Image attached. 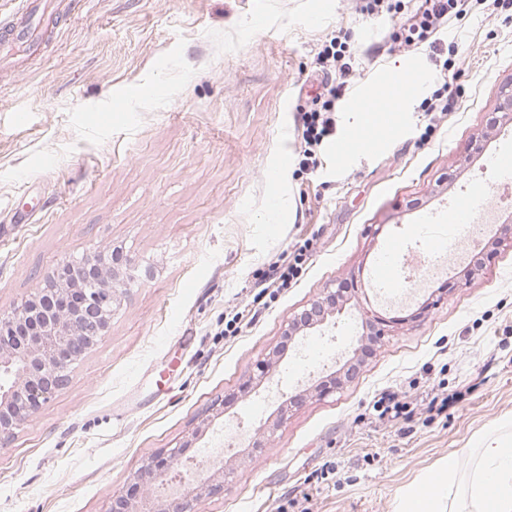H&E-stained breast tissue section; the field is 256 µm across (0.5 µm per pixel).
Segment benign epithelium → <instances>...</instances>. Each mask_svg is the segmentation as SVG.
Wrapping results in <instances>:
<instances>
[{
  "mask_svg": "<svg viewBox=\"0 0 512 512\" xmlns=\"http://www.w3.org/2000/svg\"><path fill=\"white\" fill-rule=\"evenodd\" d=\"M498 116L481 137L498 124L512 125V85L504 87L496 107ZM494 249L512 247V217L505 219L488 242ZM60 269L67 281L57 288H38L37 294L8 314L0 315V441L14 431L68 382L69 370L100 337L112 317L114 290L112 281L119 271L111 261V252L65 260ZM355 295L343 296L342 289L329 291L288 322L284 335L288 340L319 329L343 313L346 308L360 312L363 334L378 342L384 336L385 319L352 302ZM305 403V395L295 393L279 406L275 418L251 439V452L269 450L275 431L288 419L293 407ZM202 435L191 433V440L164 459L144 465L133 476L142 489L139 498L122 493L112 498L108 512H195L196 503L224 488L232 470L224 461L215 462L203 477H186L168 497H155L152 487L163 480L184 452Z\"/></svg>",
  "mask_w": 512,
  "mask_h": 512,
  "instance_id": "benign-epithelium-1",
  "label": "benign epithelium"
}]
</instances>
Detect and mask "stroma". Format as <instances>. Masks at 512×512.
Returning <instances> with one entry per match:
<instances>
[{
  "mask_svg": "<svg viewBox=\"0 0 512 512\" xmlns=\"http://www.w3.org/2000/svg\"><path fill=\"white\" fill-rule=\"evenodd\" d=\"M418 5L369 15L363 0H80L44 18L39 54L0 60V312L66 259L118 247L136 263L67 386L0 447V512H107L151 457L201 426L199 448L233 438L234 473L196 512H276L302 495L311 512H401L449 453L512 421V249L485 250L473 274L456 250L446 290L411 283L401 306L368 275L391 239L424 249L417 225L486 181V152L512 148L507 126L471 150L512 82V0H465L436 47L398 46L391 34ZM336 37L355 69L336 139L357 126L356 98L385 102L412 63L429 79L375 146L351 144L341 159L323 146L306 171L297 115L321 91L316 58ZM451 44L455 104L425 111ZM309 237L296 283L262 294L269 266ZM349 287L391 324L356 378L335 385L358 314L319 333L321 366L300 359L307 339L283 331ZM243 309L251 321L225 336ZM438 383L456 400L432 420L406 433L375 419L384 390L411 402ZM303 390L270 450L245 457L279 394Z\"/></svg>",
  "mask_w": 512,
  "mask_h": 512,
  "instance_id": "obj_1",
  "label": "stroma"
}]
</instances>
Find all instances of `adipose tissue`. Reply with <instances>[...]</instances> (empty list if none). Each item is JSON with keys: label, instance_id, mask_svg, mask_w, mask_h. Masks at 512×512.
Instances as JSON below:
<instances>
[{"label": "adipose tissue", "instance_id": "ef3b65f1", "mask_svg": "<svg viewBox=\"0 0 512 512\" xmlns=\"http://www.w3.org/2000/svg\"><path fill=\"white\" fill-rule=\"evenodd\" d=\"M432 485L430 497L447 496L448 512H512V432L485 436L466 453H450L447 476L433 478ZM427 498H414L405 512H428Z\"/></svg>", "mask_w": 512, "mask_h": 512}]
</instances>
